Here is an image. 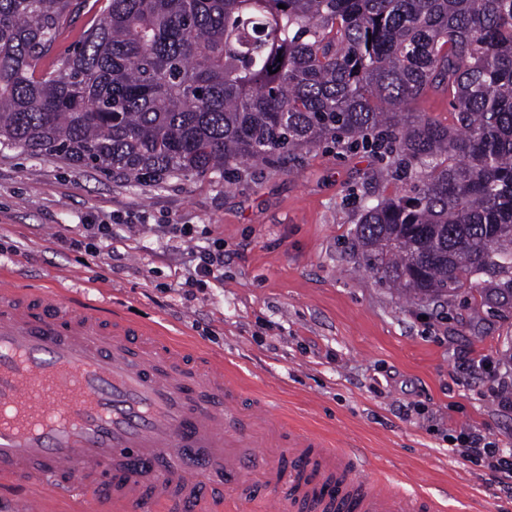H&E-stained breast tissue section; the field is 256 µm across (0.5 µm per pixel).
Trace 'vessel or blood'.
<instances>
[{"label":"vessel or blood","mask_w":512,"mask_h":512,"mask_svg":"<svg viewBox=\"0 0 512 512\" xmlns=\"http://www.w3.org/2000/svg\"><path fill=\"white\" fill-rule=\"evenodd\" d=\"M159 327L109 314L73 290L0 282V485L7 512H46L61 496L100 512H216L208 488L252 474L261 512H438L358 477L349 453L303 430L269 434L274 406L243 405L223 363L195 365ZM90 469L112 473L92 486ZM38 484L39 493L28 492Z\"/></svg>","instance_id":"b4317fda"}]
</instances>
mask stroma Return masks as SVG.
<instances>
[{
	"mask_svg": "<svg viewBox=\"0 0 512 512\" xmlns=\"http://www.w3.org/2000/svg\"><path fill=\"white\" fill-rule=\"evenodd\" d=\"M105 6L89 0L44 70ZM385 167L329 143L222 178L131 182L0 149V277L82 290L223 359L243 399L267 397L285 427L352 449L362 478L430 496L440 512H512V493L455 440L473 430L512 451V408L498 399L512 396V305L485 304L475 287L413 301L359 266L362 202L410 192ZM89 222L111 225V250L69 247ZM217 240L223 275L184 288L189 249Z\"/></svg>",
	"mask_w": 512,
	"mask_h": 512,
	"instance_id": "1",
	"label": "stroma"
}]
</instances>
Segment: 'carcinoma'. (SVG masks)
Masks as SVG:
<instances>
[{
  "instance_id": "1",
  "label": "carcinoma",
  "mask_w": 512,
  "mask_h": 512,
  "mask_svg": "<svg viewBox=\"0 0 512 512\" xmlns=\"http://www.w3.org/2000/svg\"><path fill=\"white\" fill-rule=\"evenodd\" d=\"M84 2L0 0L1 147L138 181L363 142L412 191L361 206L364 265L512 302V0H108L40 71ZM440 88L450 126L411 110Z\"/></svg>"
}]
</instances>
